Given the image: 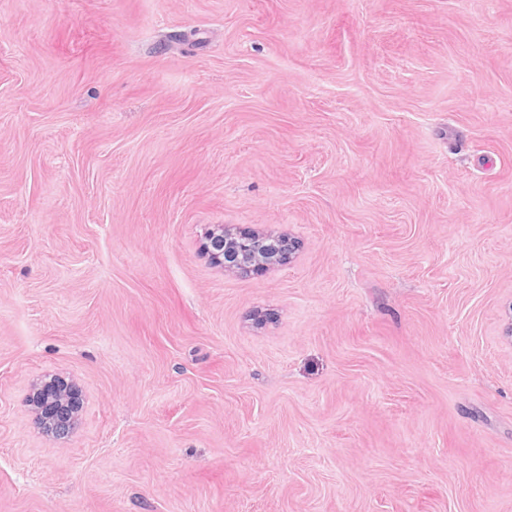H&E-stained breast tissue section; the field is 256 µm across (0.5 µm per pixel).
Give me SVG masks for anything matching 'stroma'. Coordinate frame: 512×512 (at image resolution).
<instances>
[{"label":"stroma","instance_id":"35a3bbf8","mask_svg":"<svg viewBox=\"0 0 512 512\" xmlns=\"http://www.w3.org/2000/svg\"><path fill=\"white\" fill-rule=\"evenodd\" d=\"M511 324L512 0H0V512H512ZM218 225L205 245L211 260L225 271L246 273L272 269L289 262L296 250V241L287 234L270 236L259 231L238 232ZM64 397L63 392L56 385L43 386L37 394H33L31 398L32 404L38 410L39 414L53 424L66 426L64 432H68L74 425V419L67 420L69 416L68 408H65L67 404L63 403L59 405V400Z\"/></svg>","mask_w":512,"mask_h":512}]
</instances>
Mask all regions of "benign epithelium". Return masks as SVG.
Masks as SVG:
<instances>
[{
	"label": "benign epithelium",
	"mask_w": 512,
	"mask_h": 512,
	"mask_svg": "<svg viewBox=\"0 0 512 512\" xmlns=\"http://www.w3.org/2000/svg\"><path fill=\"white\" fill-rule=\"evenodd\" d=\"M214 236L205 245L211 260L224 270L244 273L258 269H272L291 260L296 241L286 234L270 236L259 231L238 232L222 225L212 229ZM64 397L56 385L44 386L31 398L32 404L47 421L72 429L69 410L59 404Z\"/></svg>",
	"instance_id": "1"
}]
</instances>
